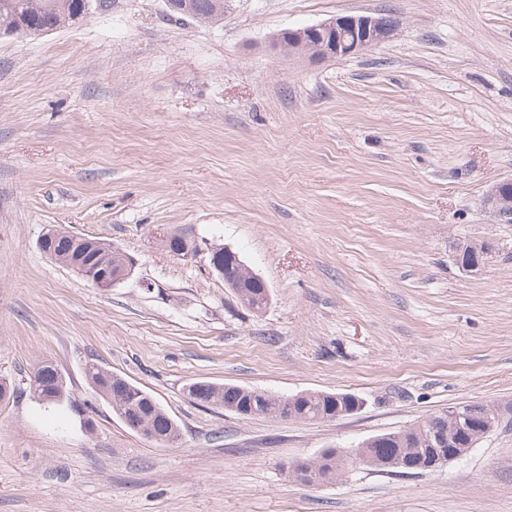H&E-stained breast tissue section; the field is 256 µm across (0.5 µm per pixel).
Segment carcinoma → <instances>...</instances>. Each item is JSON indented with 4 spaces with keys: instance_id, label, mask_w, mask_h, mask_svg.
Instances as JSON below:
<instances>
[{
    "instance_id": "carcinoma-1",
    "label": "carcinoma",
    "mask_w": 512,
    "mask_h": 512,
    "mask_svg": "<svg viewBox=\"0 0 512 512\" xmlns=\"http://www.w3.org/2000/svg\"><path fill=\"white\" fill-rule=\"evenodd\" d=\"M167 13L196 24L215 25L224 20V0H169ZM100 7L106 0L94 3ZM91 0H0V32L3 34L23 32L43 34L61 28L84 17L91 6ZM45 254L64 266L101 267L117 272L126 265L125 253L109 242L82 243L62 234L48 243ZM224 283L236 291L241 302L249 309L259 312L266 308L269 299L266 291L258 285H249L251 270L243 263L227 259L224 261ZM52 365L40 366L30 379V392L34 398L54 390L62 393L56 382ZM86 378L100 386L101 397L108 401L112 412L124 421V425L135 432L149 436L160 445H174L181 438L178 423L166 412L160 402L145 389L121 382L108 383L111 375L103 373L95 364H86ZM197 401L241 415L248 407L259 415L272 416L284 420L326 421L336 419V402L327 398L324 392H304L296 399L289 396H275L266 391L231 383L215 384L204 382ZM511 414V404L475 403L467 405L466 418L448 420L446 411L438 412L413 426L390 433L379 434L372 442H361L367 458V467L379 470L400 472L395 467L385 468L380 461L403 460L423 463L433 454L431 440L434 436L453 428L459 432L457 444L473 448L485 437L482 425L494 412ZM343 465L333 458L315 466L310 484H325L336 480Z\"/></svg>"
}]
</instances>
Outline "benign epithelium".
Instances as JSON below:
<instances>
[{
	"instance_id": "7a95c632",
	"label": "benign epithelium",
	"mask_w": 512,
	"mask_h": 512,
	"mask_svg": "<svg viewBox=\"0 0 512 512\" xmlns=\"http://www.w3.org/2000/svg\"><path fill=\"white\" fill-rule=\"evenodd\" d=\"M396 30L397 22L390 15H339L318 24L284 30L273 38V46L289 55L304 54L315 61H322L356 56L389 39ZM485 202L499 222L511 223L512 180H503L491 185L486 190ZM494 254L495 248L491 242L467 240L457 243L453 260L462 270L476 274L493 259ZM133 268L134 262L131 261L116 275L102 271L95 276L92 284L98 288H112L127 279ZM463 456L462 452L445 455L437 453L425 465L400 461L398 466L433 470Z\"/></svg>"
}]
</instances>
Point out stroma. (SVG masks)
I'll use <instances>...</instances> for the list:
<instances>
[{"label":"stroma","mask_w":512,"mask_h":512,"mask_svg":"<svg viewBox=\"0 0 512 512\" xmlns=\"http://www.w3.org/2000/svg\"><path fill=\"white\" fill-rule=\"evenodd\" d=\"M390 14L393 37L311 61L288 28ZM512 0H224V20L110 0L43 35L0 34V512H512V414L464 457L400 476L289 465L457 404L512 403ZM131 255L98 288L39 248L50 228ZM162 228L194 240L174 256ZM489 240L477 274L451 259ZM268 285L243 306L207 247ZM69 397L29 393L41 362ZM99 364L180 425L158 446L89 384ZM205 380L350 393L325 422L201 404ZM485 202L500 223L512 222V180L491 185L485 193Z\"/></svg>","instance_id":"stroma-1"}]
</instances>
